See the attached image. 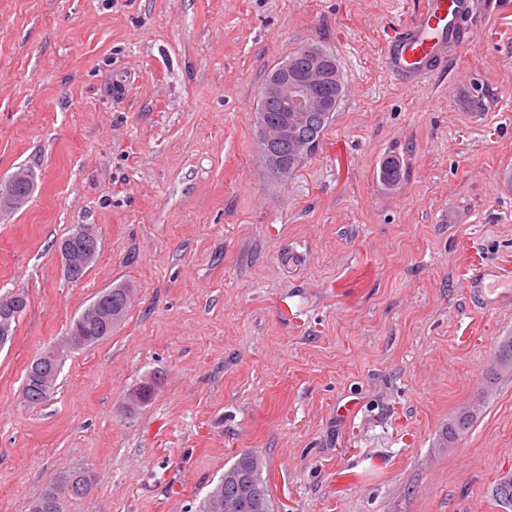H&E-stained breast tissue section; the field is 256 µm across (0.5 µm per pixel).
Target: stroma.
<instances>
[{
    "label": "stroma",
    "instance_id": "stroma-1",
    "mask_svg": "<svg viewBox=\"0 0 512 512\" xmlns=\"http://www.w3.org/2000/svg\"><path fill=\"white\" fill-rule=\"evenodd\" d=\"M480 2L454 66L413 86L384 50L421 0H0V179L35 177L0 210V294L28 296L0 350V512L78 469L95 483L65 512H197L244 451L272 512H503L512 379L441 436L512 336V304L468 288L512 271V0ZM307 43L345 94L282 182L259 90ZM80 224L100 244L74 283L56 245ZM119 282L120 328L29 405L34 356ZM34 190V180L30 171L20 169L6 182L0 180V205L12 209L22 208L30 200ZM479 411V404L478 403H471L469 406L463 408L457 416V421L448 420V426H446L445 433L443 434L444 439L447 441L449 439L457 440L461 436H464L466 433H468L469 429L473 425V423L476 421L477 418L473 419L475 416H477ZM473 419V420H471ZM471 420V421H467ZM467 421V422H465ZM464 422V423H459ZM454 441L448 440L449 443H453Z\"/></svg>",
    "mask_w": 512,
    "mask_h": 512
}]
</instances>
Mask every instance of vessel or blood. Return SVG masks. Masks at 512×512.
<instances>
[{
    "label": "vessel or blood",
    "mask_w": 512,
    "mask_h": 512,
    "mask_svg": "<svg viewBox=\"0 0 512 512\" xmlns=\"http://www.w3.org/2000/svg\"><path fill=\"white\" fill-rule=\"evenodd\" d=\"M477 7L478 0H423L409 27L388 45L387 71L407 84L431 79L438 64L458 57L468 46L461 23Z\"/></svg>",
    "instance_id": "1"
}]
</instances>
